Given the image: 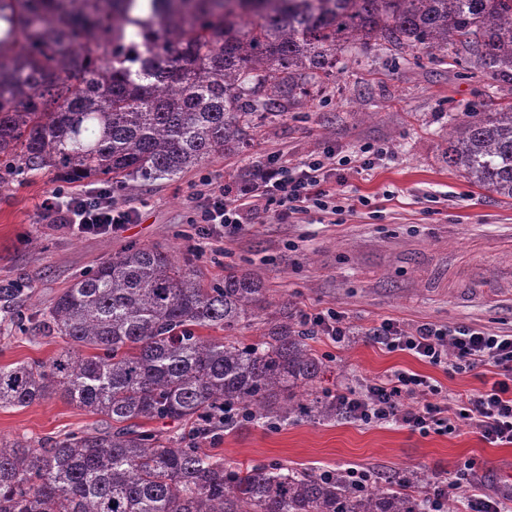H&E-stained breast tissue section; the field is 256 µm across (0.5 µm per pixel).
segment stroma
Masks as SVG:
<instances>
[{
  "instance_id": "1",
  "label": "stroma",
  "mask_w": 512,
  "mask_h": 512,
  "mask_svg": "<svg viewBox=\"0 0 512 512\" xmlns=\"http://www.w3.org/2000/svg\"><path fill=\"white\" fill-rule=\"evenodd\" d=\"M509 103L512 85L467 65L463 51L400 54L373 40L339 52L335 79L278 117L249 150L218 155L173 182L144 183L131 196L112 189L113 201L136 214L117 235L84 237L46 223L38 205L57 181L16 178L0 190V288L16 291L13 300L0 301V365L46 362L69 349L67 339L43 331L53 301L134 242L189 259L211 280L223 279L229 264L251 271L268 286L271 307L291 301L294 318L341 312L349 340L309 337L329 366L328 392L399 369L431 376L452 395L482 389L481 370L446 374L388 352L370 332L387 318L407 330L434 323L512 332V200L472 184L445 156L463 113ZM367 145L384 154L374 169L350 164L332 181L338 213L313 208L284 221L262 209L256 223L220 240L200 237L190 222L202 203V178L215 184L242 178L271 154L293 171L310 155L331 149L350 157ZM98 423V416L55 396L0 410V437L36 446ZM201 446L233 466L364 467L376 487L421 469L443 483L471 463L486 494L499 492L495 471L512 461V445L490 444L464 422L451 434L423 436L345 415L299 416L275 427L244 423Z\"/></svg>"
}]
</instances>
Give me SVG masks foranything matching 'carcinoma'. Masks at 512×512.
<instances>
[{
  "label": "carcinoma",
  "mask_w": 512,
  "mask_h": 512,
  "mask_svg": "<svg viewBox=\"0 0 512 512\" xmlns=\"http://www.w3.org/2000/svg\"><path fill=\"white\" fill-rule=\"evenodd\" d=\"M0 0V187L17 172L60 180H174L250 146L255 118L279 117L333 76L345 44L460 45L512 84V0ZM448 165L512 200V105L469 115ZM269 288L236 268L208 281L190 262L128 245L81 276L43 329L75 346L0 366V409L59 395L105 426L38 448L0 439V512H428L408 488H354L339 473L226 466L153 420L198 437L233 407L249 423L332 420L336 400L298 394L326 363L293 323L266 317ZM262 325L261 338L236 333ZM220 328L224 340L199 330Z\"/></svg>",
  "instance_id": "carcinoma-1"
}]
</instances>
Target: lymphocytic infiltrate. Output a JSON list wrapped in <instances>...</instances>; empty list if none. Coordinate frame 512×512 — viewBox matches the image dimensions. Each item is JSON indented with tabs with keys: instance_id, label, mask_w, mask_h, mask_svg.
Wrapping results in <instances>:
<instances>
[{
	"instance_id": "lymphocytic-infiltrate-1",
	"label": "lymphocytic infiltrate",
	"mask_w": 512,
	"mask_h": 512,
	"mask_svg": "<svg viewBox=\"0 0 512 512\" xmlns=\"http://www.w3.org/2000/svg\"><path fill=\"white\" fill-rule=\"evenodd\" d=\"M333 172L322 160L304 162L291 173L276 161L256 167L252 178L234 180L207 189V202L193 221L205 225L210 237H221L226 228H241L254 215L255 199L275 207L280 219L317 207L326 208ZM50 223L68 226L81 235L115 233L134 223L131 210L118 207L107 192L96 195L52 191L39 206ZM388 351L405 352L433 367L454 372L484 369L492 381L483 390L457 396L454 403L438 401L440 389L427 376L409 371L373 380L362 390L337 393L336 403L349 417L370 423H394L427 435L445 434L464 420L486 441L512 444V334H491L478 326L448 329L425 323L404 331L385 320L373 332ZM421 405L408 408L413 394Z\"/></svg>"
}]
</instances>
